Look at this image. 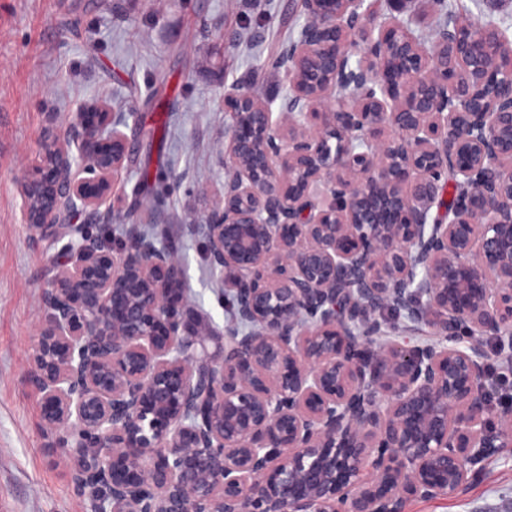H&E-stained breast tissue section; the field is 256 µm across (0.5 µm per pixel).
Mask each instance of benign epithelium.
Segmentation results:
<instances>
[{"mask_svg":"<svg viewBox=\"0 0 512 512\" xmlns=\"http://www.w3.org/2000/svg\"><path fill=\"white\" fill-rule=\"evenodd\" d=\"M299 2L288 96L227 99L224 190L196 225L222 358L191 351L209 328L164 240L129 224L113 250L76 223L111 202L124 116L48 127L18 184L25 226L62 243L32 378L93 512H405L512 446L484 346L512 360V33L454 17L428 45L366 0ZM388 314L432 339L386 338Z\"/></svg>","mask_w":512,"mask_h":512,"instance_id":"1","label":"benign epithelium"}]
</instances>
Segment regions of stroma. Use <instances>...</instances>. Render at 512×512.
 Here are the masks:
<instances>
[{
    "label": "stroma",
    "instance_id": "obj_1",
    "mask_svg": "<svg viewBox=\"0 0 512 512\" xmlns=\"http://www.w3.org/2000/svg\"><path fill=\"white\" fill-rule=\"evenodd\" d=\"M285 0H0V503L7 512H91L70 479L57 433L45 428L32 381L39 296L54 248L21 221L17 184L43 133L70 134L80 106L136 113L135 142L109 211L93 233L117 244L118 225H152L176 252L187 305L211 325L216 356L230 310L196 226L222 192L224 100L237 90L281 102L269 47L296 38L305 16L279 21ZM455 14L512 25V0H447ZM166 124L157 148L141 131ZM406 512H512V447L500 449L452 498H409Z\"/></svg>",
    "mask_w": 512,
    "mask_h": 512
}]
</instances>
